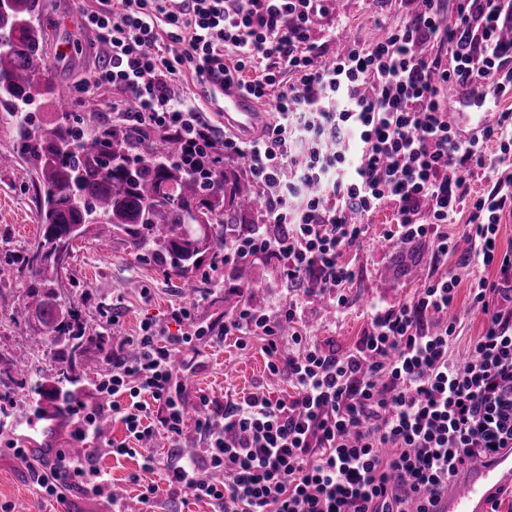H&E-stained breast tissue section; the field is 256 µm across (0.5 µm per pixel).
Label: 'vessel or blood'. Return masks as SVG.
<instances>
[{
	"instance_id": "vessel-or-blood-1",
	"label": "vessel or blood",
	"mask_w": 512,
	"mask_h": 512,
	"mask_svg": "<svg viewBox=\"0 0 512 512\" xmlns=\"http://www.w3.org/2000/svg\"><path fill=\"white\" fill-rule=\"evenodd\" d=\"M265 121L255 101L241 91L224 94V125L248 134ZM439 499L440 512H487L488 501L501 489L512 486V450H500L493 458L465 467L450 482Z\"/></svg>"
}]
</instances>
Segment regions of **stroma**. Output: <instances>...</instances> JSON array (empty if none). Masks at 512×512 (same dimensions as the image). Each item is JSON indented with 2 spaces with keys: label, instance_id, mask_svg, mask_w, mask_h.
<instances>
[{
  "label": "stroma",
  "instance_id": "obj_1",
  "mask_svg": "<svg viewBox=\"0 0 512 512\" xmlns=\"http://www.w3.org/2000/svg\"><path fill=\"white\" fill-rule=\"evenodd\" d=\"M42 24L46 33L45 58L52 72L67 84L90 78L96 50L90 34L82 30L81 0H42ZM411 0H335L320 36L328 54L340 53L345 44L337 37V27H344L350 37L372 43L384 37L412 10ZM369 238L363 246L347 251L344 262L352 271L345 290L347 306L343 313L327 307L320 296L307 299L312 320L310 341L330 344L337 352L355 348L367 326V309L371 305L397 306L414 297L423 288L428 275H441L448 263L434 260L427 244L414 243L403 249L393 248L385 234L395 225L392 209L372 214ZM42 235L37 213L35 178L28 165L19 163L0 168V265L17 264ZM214 263L204 255L191 276L193 295H186L182 280L158 258L136 249L124 234L99 237L89 229L73 242L68 266L72 285L66 289L62 306H75L84 323L96 332L116 328L111 340L87 347L77 363L82 375L80 401L90 402L92 381L112 367V351L124 338L137 335L143 321L151 320L178 334L190 324L221 329L232 311L225 295L236 292L235 270L223 268L224 284L213 287L207 275ZM254 277L246 295L254 305L275 306L285 296L280 288L281 264L267 257L253 264ZM30 278L7 277L0 280V364L23 360L28 364L29 386L0 393V426L18 435L24 448H65L85 446L97 451L98 463L123 490L122 499L129 512H141L140 495L145 485L157 486V512H213L210 500L187 494H174L161 471H145L140 456H113L100 452L98 440L78 442L73 437V416L54 417L47 433L29 430L25 421L33 397L30 386L52 377L67 366L66 344L47 342L31 347L28 335L38 329L34 316L36 305L30 292ZM467 283H460L452 310L459 318L460 335L451 348L454 360L468 355L472 340L481 336L485 321L481 313L470 308ZM187 304L193 308L192 322H178L173 309ZM268 356L254 337L239 342L237 333L223 340L194 341L181 350L173 367L177 381L183 382L188 403L200 396L238 397L262 392L273 398L292 395L294 389L287 374L270 375ZM27 505L29 512H112L108 499L90 494L72 493L64 500L45 499L36 495L23 463L11 453L0 452V504Z\"/></svg>",
  "mask_w": 512,
  "mask_h": 512
}]
</instances>
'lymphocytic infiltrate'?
Returning a JSON list of instances; mask_svg holds the SVG:
<instances>
[{
  "label": "lymphocytic infiltrate",
  "instance_id": "1",
  "mask_svg": "<svg viewBox=\"0 0 512 512\" xmlns=\"http://www.w3.org/2000/svg\"><path fill=\"white\" fill-rule=\"evenodd\" d=\"M93 2L83 27L101 55L74 106L117 90L121 99L104 104L113 125L171 136L182 157L246 160L262 221L229 237L220 263L276 257L286 295L273 308L242 302L224 329L260 337L270 373L287 372L295 392L200 397V450L183 454L187 403L170 357L212 330L172 336L148 321L128 338V359L96 379L105 404L71 407L75 438H102L105 412L129 436L112 453L165 435L171 452L145 456V469L162 471L173 492L208 498L214 512H437L460 469L512 448V248L497 244L512 177L474 200L458 235L445 229L467 178L487 170V142L512 153V113L465 137L442 94L458 86L482 99L512 95V0H420L384 38L350 41L327 65L318 33L332 0ZM187 77L201 96L181 90ZM232 85L268 101L259 133H220L215 118ZM385 207L394 210L395 244L431 239L444 261L456 237L469 242L470 306L485 328L464 362L448 357L459 336L448 316L459 285L452 272L429 278L406 303L372 306L348 353L308 342L305 296L315 288L345 307L352 272L342 256ZM5 447L40 495L112 490L96 456L59 449L36 458L12 438Z\"/></svg>",
  "mask_w": 512,
  "mask_h": 512
}]
</instances>
